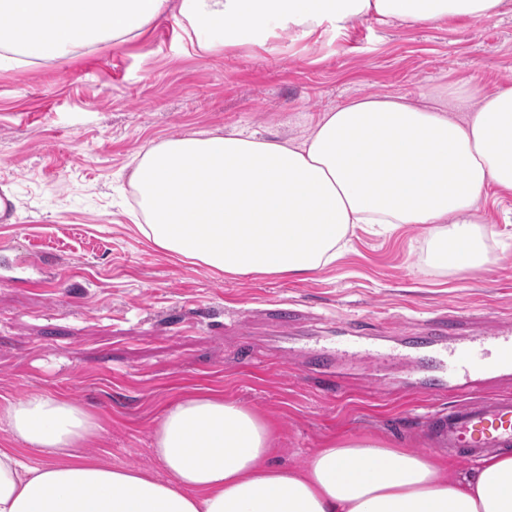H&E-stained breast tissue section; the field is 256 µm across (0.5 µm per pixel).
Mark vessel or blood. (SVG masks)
<instances>
[{
  "mask_svg": "<svg viewBox=\"0 0 512 512\" xmlns=\"http://www.w3.org/2000/svg\"><path fill=\"white\" fill-rule=\"evenodd\" d=\"M405 344L455 364L448 386L464 400L448 413L431 418L428 431L437 444L467 462L490 452L512 451V397L475 394L481 376L512 372V324H505L497 335L466 341L433 328L424 335L406 337Z\"/></svg>",
  "mask_w": 512,
  "mask_h": 512,
  "instance_id": "obj_1",
  "label": "vessel or blood"
}]
</instances>
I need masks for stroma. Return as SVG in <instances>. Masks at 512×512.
I'll return each mask as SVG.
<instances>
[{"mask_svg": "<svg viewBox=\"0 0 512 512\" xmlns=\"http://www.w3.org/2000/svg\"><path fill=\"white\" fill-rule=\"evenodd\" d=\"M470 83L512 85V0L500 15L432 26L367 19L339 32L295 30L214 51L174 18L122 45L0 69V399L62 393L102 430L88 456L155 468L157 419L212 388L274 422L278 463L304 466L325 443L371 434L434 453L429 420L456 404L427 394L404 336L432 324L481 336L512 323V198L476 214L495 230L485 270L425 264L427 231H358L307 281L216 276L154 249L136 227L126 174L146 147L195 131L304 136L315 116L363 96L448 103ZM43 279L30 288L26 279ZM365 332L328 368L313 350Z\"/></svg>", "mask_w": 512, "mask_h": 512, "instance_id": "1", "label": "stroma"}]
</instances>
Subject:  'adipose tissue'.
<instances>
[{
	"mask_svg": "<svg viewBox=\"0 0 512 512\" xmlns=\"http://www.w3.org/2000/svg\"><path fill=\"white\" fill-rule=\"evenodd\" d=\"M504 0H0V68L140 39L177 14L237 43L269 31L342 30L374 18L484 21ZM465 112L406 97H362L324 113L299 141L193 132L141 152L129 181L158 250L234 277L305 280L349 248L357 228L428 227L426 264L477 272L492 261L473 215L512 196V85H463ZM17 445L0 448V512H512V455L470 471L430 453L354 437L301 468L273 462L271 425L249 406L199 389L157 420L159 471L118 467L81 449L95 417L63 395L0 406ZM42 455L25 460L23 448Z\"/></svg>",
	"mask_w": 512,
	"mask_h": 512,
	"instance_id": "adipose-tissue-1",
	"label": "adipose tissue"
}]
</instances>
